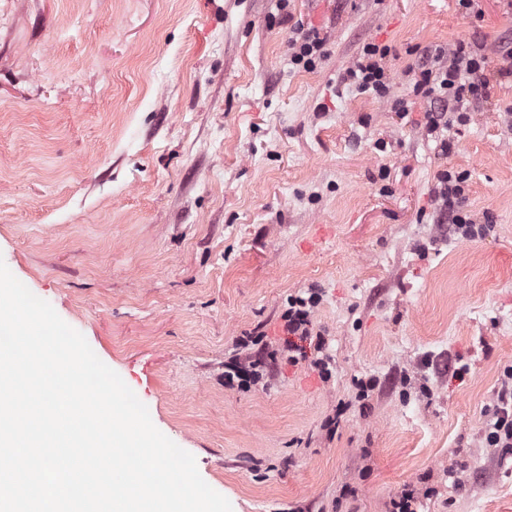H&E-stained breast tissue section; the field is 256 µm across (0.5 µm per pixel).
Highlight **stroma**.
Masks as SVG:
<instances>
[{
    "label": "stroma",
    "instance_id": "stroma-1",
    "mask_svg": "<svg viewBox=\"0 0 512 512\" xmlns=\"http://www.w3.org/2000/svg\"><path fill=\"white\" fill-rule=\"evenodd\" d=\"M478 5L0 0V260L232 512H391L408 490L512 512V448L483 443L512 367V78L444 155L406 75L428 47L512 37L502 0ZM302 26L326 39L310 72L288 59ZM368 41L391 48L389 99L340 80ZM449 168L478 236L438 221ZM253 338L274 360L226 387ZM307 297L297 295L288 300V310L284 316L288 334L307 337L311 334L312 314L320 302L318 292L307 289Z\"/></svg>",
    "mask_w": 512,
    "mask_h": 512
}]
</instances>
